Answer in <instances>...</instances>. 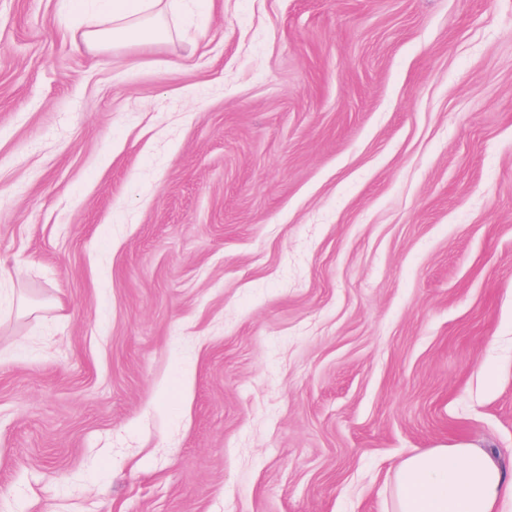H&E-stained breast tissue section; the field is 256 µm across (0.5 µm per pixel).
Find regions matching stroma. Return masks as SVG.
<instances>
[{
	"label": "stroma",
	"mask_w": 512,
	"mask_h": 512,
	"mask_svg": "<svg viewBox=\"0 0 512 512\" xmlns=\"http://www.w3.org/2000/svg\"><path fill=\"white\" fill-rule=\"evenodd\" d=\"M56 11L0 0V512H391L512 453V0ZM162 0H58L57 15L60 22L68 23L75 16L90 9L104 17L107 27L92 26L82 36L93 49H114L136 44L158 36V32L144 24L161 10ZM512 455L470 442L416 452L395 468L392 512H502Z\"/></svg>",
	"instance_id": "1"
}]
</instances>
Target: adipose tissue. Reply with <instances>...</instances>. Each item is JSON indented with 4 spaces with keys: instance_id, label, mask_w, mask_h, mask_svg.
Listing matches in <instances>:
<instances>
[{
    "instance_id": "obj_1",
    "label": "adipose tissue",
    "mask_w": 512,
    "mask_h": 512,
    "mask_svg": "<svg viewBox=\"0 0 512 512\" xmlns=\"http://www.w3.org/2000/svg\"><path fill=\"white\" fill-rule=\"evenodd\" d=\"M162 0H58L57 15L67 23L96 11L102 27L83 33L93 49L114 48L156 38L148 27ZM512 501V457L470 442L414 453L395 468L392 512H501Z\"/></svg>"
}]
</instances>
